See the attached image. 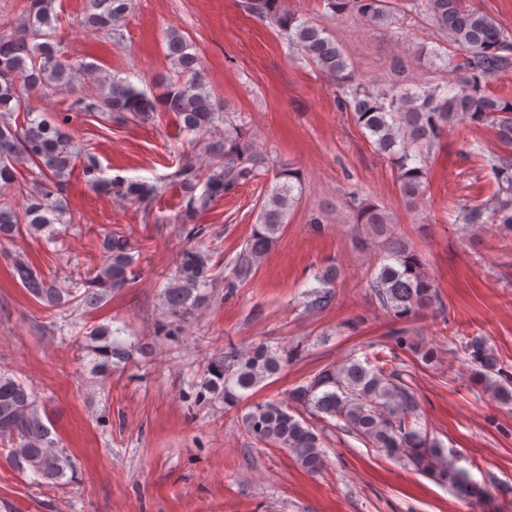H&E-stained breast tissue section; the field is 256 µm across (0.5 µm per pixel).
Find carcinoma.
Listing matches in <instances>:
<instances>
[{
  "instance_id": "obj_1",
  "label": "carcinoma",
  "mask_w": 512,
  "mask_h": 512,
  "mask_svg": "<svg viewBox=\"0 0 512 512\" xmlns=\"http://www.w3.org/2000/svg\"><path fill=\"white\" fill-rule=\"evenodd\" d=\"M280 0H242L244 11L257 16H273L288 44L322 73L342 87L338 100L344 110L353 112L376 153L396 168L400 196L415 209L422 204L427 183V159L430 149L444 137L448 128L464 121H491L497 137L512 145V102L487 90L488 79L496 73L512 70V33L480 9L464 5L463 0H411V11L425 17L433 29L445 34L459 51L449 57L434 49L433 57L458 76L444 87L407 90L392 94L357 82L348 72L350 64L343 49L324 27L285 10H275ZM335 15L356 11L374 27L400 22V12L392 0H323ZM54 0H30L27 17L19 23L0 19V112H24L22 125L0 121V189H12L18 181L16 165L25 160L38 168L22 198L21 209L0 203V239L9 240L21 226L38 234L53 224L71 223L65 219L67 205L57 197L78 158L68 130L70 115L54 121L35 115L29 105L34 94L73 93L83 67L61 59L60 40L56 37L58 17ZM132 0H83L77 23L101 30L118 43L123 40L121 23L131 10ZM167 56L178 70L180 82H162L164 91L148 94L129 81L107 74L99 81L96 93L81 94L72 102V111L101 113L124 124L150 120L159 111L173 112L180 127L202 137L205 165L192 162L176 172L186 189L187 203L179 222L190 224L187 235L201 238L203 228L197 218L214 202L241 184L258 176L265 165L255 149L244 120L224 111L207 88L198 55L192 44L177 29L166 32ZM496 179L494 194L488 203L471 204L448 214L456 224L485 227L501 224L512 228V154L493 160ZM98 161L92 155L83 158L87 183L103 195H116L145 209L159 193L146 181L112 179L100 175ZM267 190L258 214V222L242 249L228 263L224 287L237 288L248 280L278 239L288 214L297 203L295 183L299 175L290 167L279 169ZM204 184L196 194L198 183ZM350 207L356 211V223L367 228L370 244L378 258L368 287L383 307L399 321L438 301L434 282L425 271L421 255L394 232L387 210L361 196L348 193ZM100 267L80 280L83 305L94 307L115 289L134 283L132 268L134 245L119 230L104 236L100 244ZM211 255L190 245L181 250L174 274L163 289L166 311L183 320L206 301L202 288L212 285ZM13 275L33 297L49 307L63 308L73 292H63L47 282L42 274L23 259H17ZM339 275L336 264L325 266L316 275L320 287L307 294L311 310L326 308L333 299V285ZM106 328L95 330L102 342L95 353L103 363L118 365L130 359V349L114 341ZM463 365L471 377L481 383L503 405H512V380L499 367V360L484 337L470 339L464 351ZM291 352L274 349L264 342L244 351L234 346L208 363L214 376L211 384L224 396V403L235 406L245 393L278 374L288 364ZM294 405L279 401L255 403L243 415V426L253 440L282 448L309 473L320 472L325 465L322 440L302 413L319 420L337 419L346 431L372 448L391 457H403L417 470L435 477L468 499H479L485 489L469 482L454 468L440 445L428 433L414 426L417 400L411 388L401 381L394 368L371 365L349 357L327 368L292 391ZM0 441L11 445V459L17 468L54 483L66 476L70 459L50 438V429L40 412L35 394L22 382L0 368Z\"/></svg>"
}]
</instances>
